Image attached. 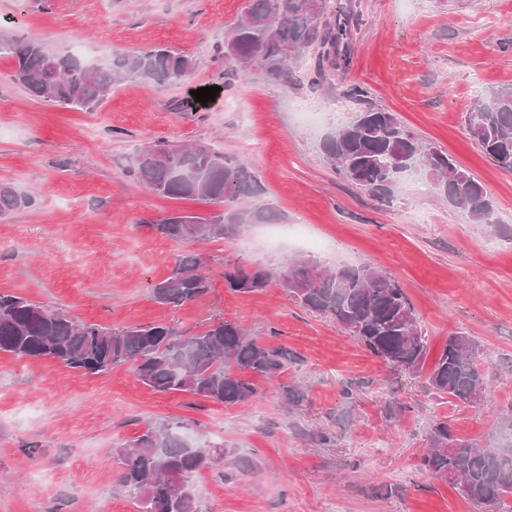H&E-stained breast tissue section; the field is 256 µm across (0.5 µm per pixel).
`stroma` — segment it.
Returning <instances> with one entry per match:
<instances>
[{"instance_id":"obj_1","label":"stroma","mask_w":512,"mask_h":512,"mask_svg":"<svg viewBox=\"0 0 512 512\" xmlns=\"http://www.w3.org/2000/svg\"><path fill=\"white\" fill-rule=\"evenodd\" d=\"M247 0H0V34L34 39L55 54L99 62L116 52L166 45L190 56L188 80H125L91 112L29 95L0 57V182L37 205L0 218V291L107 329L165 324L197 331L221 319L288 349L285 381L306 398L286 410L276 383L254 400L223 406L138 382L129 366L92 375L51 359L0 352V512H136L118 485L113 448L146 423L180 418L251 463L195 488L202 512H476L458 487L419 470L431 429L497 444L512 412V172L470 139L479 96L512 87V0H329L348 19L340 65L318 88L298 80L226 78L215 52ZM374 106L451 155L488 190L494 226L478 224L435 190L403 183L388 202L339 176L321 144L358 111L352 85ZM219 86L215 101L187 111L191 90ZM161 142L202 144L245 158L275 225L177 244L151 224L210 205L170 198L139 183L130 160ZM199 254L211 288L174 306L151 297L182 254ZM292 258L336 268L368 262L391 276L429 338L434 362L448 337L477 345L487 400L463 406L372 354L332 318L303 308L278 283L229 290L224 274L278 269ZM330 442L323 443L319 434Z\"/></svg>"}]
</instances>
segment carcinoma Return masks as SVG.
<instances>
[{
  "instance_id": "1",
  "label": "carcinoma",
  "mask_w": 512,
  "mask_h": 512,
  "mask_svg": "<svg viewBox=\"0 0 512 512\" xmlns=\"http://www.w3.org/2000/svg\"><path fill=\"white\" fill-rule=\"evenodd\" d=\"M347 22L328 14L327 0H250L224 44V56L245 67L243 74L288 83L289 62L307 52H319L318 64L306 74L317 87L326 78L323 61L336 65V46L346 35ZM14 58L12 79L36 98L80 110L102 104L113 83L123 79L148 84L180 82L194 70L192 58L167 46H153L112 57L96 67L81 58L48 52L31 39L0 38V56ZM467 130L483 152L503 166L512 159V87L488 91L470 110ZM326 157L344 179L379 198H391L404 173L400 166L414 159L430 186L480 224L494 225L493 207L485 186L447 153L423 142L391 112L368 106L340 125L322 144ZM131 171L145 186L173 198L197 199L222 207L219 223L206 235L200 225L209 216L171 213L152 225L155 232L177 244L236 235L247 224H270V208L243 210L236 201L255 192L257 181L248 163L205 145L160 144L137 153ZM37 205L31 194L0 183V216ZM204 261L186 255L170 275L151 288L163 304L194 303L207 295L209 277ZM234 292L262 291L276 280L303 307L332 317L336 324L373 354L414 377L421 375L436 392L464 404H482L487 394L486 372L476 344L467 336L448 337L428 372H423L428 337L397 282L369 262L333 271L311 259H294L278 270H238L224 274ZM18 357L51 358L61 366L102 374L129 365L137 381L157 392L187 393L224 406L243 403L259 394L253 378L271 381L281 376L292 355L248 336L238 325L215 321L197 332H182L164 324L137 325L108 331L77 322L16 293L0 291V352ZM288 407L300 405L305 392L279 384ZM511 431L506 442L484 446L477 440L455 438L441 423L430 433L421 455V470L431 479L461 487L477 507L512 500V414L500 417ZM222 443L193 433L184 421L148 422L129 443L112 452L118 465V485L139 504L140 512H197L198 501L183 498L175 480L186 486L208 470V457Z\"/></svg>"
}]
</instances>
